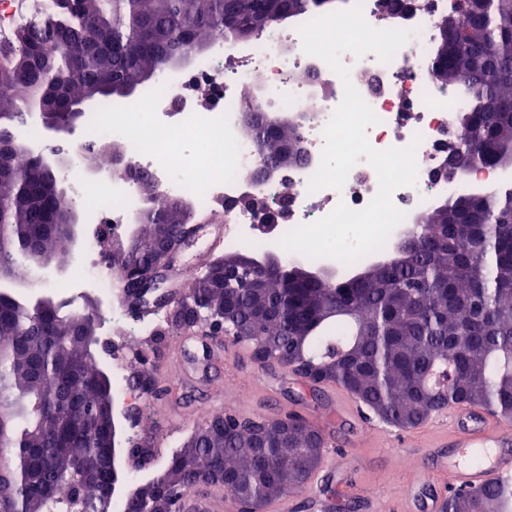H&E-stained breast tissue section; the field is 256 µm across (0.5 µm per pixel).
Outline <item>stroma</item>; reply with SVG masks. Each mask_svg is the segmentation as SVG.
<instances>
[{"label": "stroma", "instance_id": "35a3bbf8", "mask_svg": "<svg viewBox=\"0 0 512 512\" xmlns=\"http://www.w3.org/2000/svg\"><path fill=\"white\" fill-rule=\"evenodd\" d=\"M81 215L69 260L49 268L42 286L18 283L19 296H51L79 309L97 303L95 292L79 285L85 243L93 233L89 210ZM183 340L182 332L168 331L151 356L155 378L174 371L182 376L172 405L146 397L143 413H130L122 421L123 438L150 437L162 454H172L174 445L182 444L201 423L196 410L202 404L211 413L242 418L300 415L319 425L325 453L334 456L336 465H319L293 498L290 512H320L323 501L330 504L327 512H368V495L384 512H402L405 482L423 469L425 450L450 432L444 412L409 430L383 423L340 386L313 385L285 369L259 367L249 349L232 338H225L220 359L209 357L202 346L184 347Z\"/></svg>", "mask_w": 512, "mask_h": 512}]
</instances>
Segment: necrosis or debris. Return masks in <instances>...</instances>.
<instances>
[{
  "label": "necrosis or debris",
  "mask_w": 512,
  "mask_h": 512,
  "mask_svg": "<svg viewBox=\"0 0 512 512\" xmlns=\"http://www.w3.org/2000/svg\"><path fill=\"white\" fill-rule=\"evenodd\" d=\"M357 2L372 27L409 34L390 60L372 52L340 57L350 70L349 82L378 118L367 129L370 145L385 150L418 144L417 180L392 196L408 226L447 197L448 184L438 172L449 140L460 136L454 109L463 100L433 76L436 16L449 3L413 0L394 17L384 10L382 0H345L349 7ZM298 28L295 22L267 28L231 68L225 67L224 58L232 40L217 36L210 53L193 59L179 76L161 74L140 97L113 101L108 112L89 113L87 123L95 137L122 141L128 163L127 169L113 170L105 183L80 180L67 170L61 174L69 202L84 203L95 194L103 200L93 212L98 229L86 245L82 273L102 300H114L120 282L101 243L108 236H123L143 206L129 169L151 175L163 194L188 201L194 213L223 210L228 248H265L269 240L327 216L338 203L360 210L375 196L378 176L364 160L352 168L342 189H309L320 163L323 130L343 100L345 81L324 60L303 52ZM246 88L255 89L266 106L298 119L299 144L307 157L306 163L262 183L252 176L256 144L240 131Z\"/></svg>",
  "instance_id": "necrosis-or-debris-1"
}]
</instances>
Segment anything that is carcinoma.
I'll use <instances>...</instances> for the list:
<instances>
[{
    "label": "carcinoma",
    "mask_w": 512,
    "mask_h": 512,
    "mask_svg": "<svg viewBox=\"0 0 512 512\" xmlns=\"http://www.w3.org/2000/svg\"><path fill=\"white\" fill-rule=\"evenodd\" d=\"M437 19L452 32L435 50L434 75L464 96L457 109L465 149L448 145L464 166L512 159V0H455ZM249 18L250 35L274 22L330 9L328 0H51L34 21L0 44V127L12 140L0 150V280L32 279L27 246L65 263L74 242L52 221L72 206L58 190L44 204L29 192L44 166L14 163L21 150L14 129L36 112L63 121L86 100L108 104L129 96L191 45L237 31L224 23L230 7ZM244 128L264 163L301 161L294 119L270 121L260 108ZM123 153L101 146L82 157L117 162ZM183 201L164 196L145 208L144 230L120 276L150 279L159 245L178 241ZM409 248L336 283L312 281L295 266L269 274L266 288H224L218 257L190 279L167 322L176 330L224 313L223 332L246 346L243 332L269 348L268 366L303 374L313 384L353 389L371 410L407 429L450 403H466L512 418V184L451 196L417 217ZM101 319L76 315L70 303L28 302L0 290V512H109L114 390L90 344ZM449 370L437 400L427 381ZM146 395L159 393L151 374L132 376ZM320 429L295 416V430L258 441L231 414L201 423L170 456L147 452L134 461L150 478L125 498V512H176L179 499L203 484L231 494L237 512L266 507L299 491L310 478L313 440ZM452 512H512V488L491 483L448 493Z\"/></svg>",
    "instance_id": "1"
}]
</instances>
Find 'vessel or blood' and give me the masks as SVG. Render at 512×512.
Listing matches in <instances>:
<instances>
[{"instance_id":"1","label":"vessel or blood","mask_w":512,"mask_h":512,"mask_svg":"<svg viewBox=\"0 0 512 512\" xmlns=\"http://www.w3.org/2000/svg\"><path fill=\"white\" fill-rule=\"evenodd\" d=\"M448 420L455 437L429 457L425 478L410 484L409 512H442L443 498L431 491L435 482L451 489H481L512 479V423L467 404L449 405ZM220 496L213 487L189 491L180 498L178 512H218Z\"/></svg>"}]
</instances>
